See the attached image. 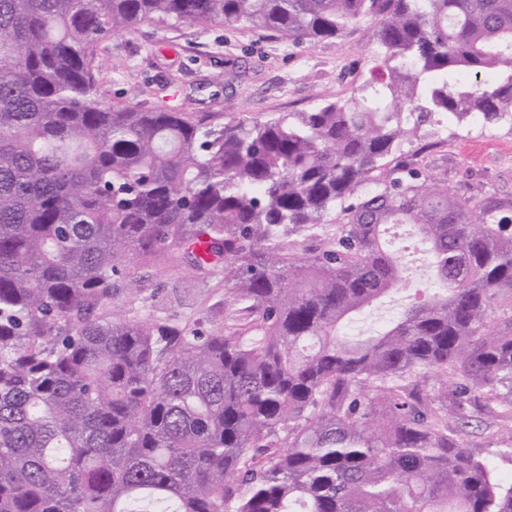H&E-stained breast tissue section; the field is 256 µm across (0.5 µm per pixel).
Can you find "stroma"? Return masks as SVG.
Wrapping results in <instances>:
<instances>
[{"label": "stroma", "mask_w": 512, "mask_h": 512, "mask_svg": "<svg viewBox=\"0 0 512 512\" xmlns=\"http://www.w3.org/2000/svg\"><path fill=\"white\" fill-rule=\"evenodd\" d=\"M377 28L368 19L340 36L299 46L267 35L212 24L202 29L143 25L119 33L100 51V79L109 100L123 104H167L187 112L231 107L261 119L279 112H302L327 94L350 96L375 64ZM436 146L422 163L460 193L512 197V123L493 126L471 117L440 127ZM392 249H408L418 260L409 266L413 284L430 271L427 246L414 227L401 224L386 233ZM117 304L129 315L200 321L202 329L224 322V268L216 266L204 285L190 288L185 270L136 266ZM500 420L472 413L460 438L467 448L492 456L504 482L512 481V445L499 443Z\"/></svg>", "instance_id": "obj_1"}]
</instances>
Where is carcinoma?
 <instances>
[{
    "instance_id": "carcinoma-1",
    "label": "carcinoma",
    "mask_w": 512,
    "mask_h": 512,
    "mask_svg": "<svg viewBox=\"0 0 512 512\" xmlns=\"http://www.w3.org/2000/svg\"><path fill=\"white\" fill-rule=\"evenodd\" d=\"M362 19L370 77L308 111L114 104L99 81L101 45L145 24L301 45ZM470 116L512 121V0H0V512H512L448 425L468 394L512 444V316L489 326L512 198L417 161ZM220 258L216 328L107 313L136 260L205 280ZM385 238L391 242V248L394 250H400L401 252L403 247H407V252H402V254L415 251L416 253L411 255L421 259L426 258L428 245L421 241L414 227L410 224H400L391 228L387 231ZM407 295H409V292H403L397 300L389 303L382 311V318H379V315H368L357 321L351 332L352 336H363L374 331L380 323H383V320L386 319L388 315L391 316L400 311V306L408 302Z\"/></svg>"
}]
</instances>
